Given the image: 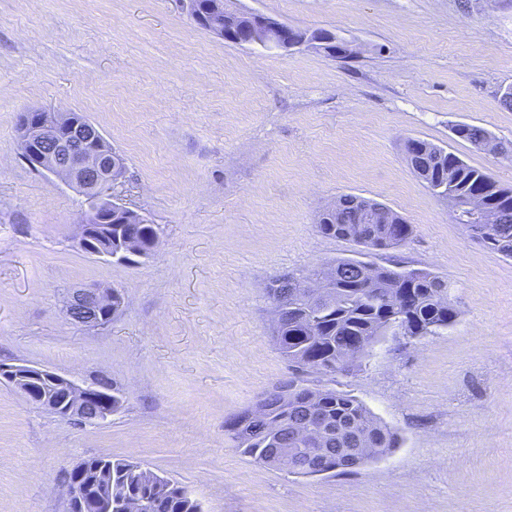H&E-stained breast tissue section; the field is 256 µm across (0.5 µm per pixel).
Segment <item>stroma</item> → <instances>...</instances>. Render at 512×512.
Returning a JSON list of instances; mask_svg holds the SVG:
<instances>
[{
  "mask_svg": "<svg viewBox=\"0 0 512 512\" xmlns=\"http://www.w3.org/2000/svg\"><path fill=\"white\" fill-rule=\"evenodd\" d=\"M353 55L237 45L178 0H0V360L76 380L104 375L125 402L76 424L0 384V512H66V471L108 455L186 487L202 512H512V258L473 240L406 162L417 137L512 185V160L458 139L467 123L512 144V0H232ZM83 113L122 156L111 195L161 225L138 264L81 252L82 198L18 155V116ZM344 194L413 226L368 250L319 233ZM356 257L448 283L452 328L389 336L353 370H311L396 433L381 459L304 477L254 463L224 420L288 380L269 281ZM122 292L111 324L75 325L67 294Z\"/></svg>",
  "mask_w": 512,
  "mask_h": 512,
  "instance_id": "stroma-1",
  "label": "stroma"
}]
</instances>
